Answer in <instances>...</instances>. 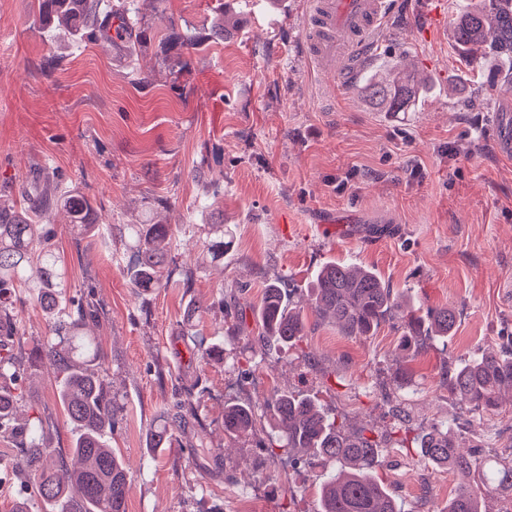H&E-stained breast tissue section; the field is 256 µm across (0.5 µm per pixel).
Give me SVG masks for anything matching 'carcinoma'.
I'll list each match as a JSON object with an SVG mask.
<instances>
[{"instance_id": "obj_1", "label": "carcinoma", "mask_w": 512, "mask_h": 512, "mask_svg": "<svg viewBox=\"0 0 512 512\" xmlns=\"http://www.w3.org/2000/svg\"><path fill=\"white\" fill-rule=\"evenodd\" d=\"M38 20L48 24L59 17L75 32L112 36V27L130 24L126 3L112 0H37ZM456 44L497 60L503 72L512 70V0H467L453 22ZM419 87L414 74L393 69L387 79L364 83L371 100L393 112H403ZM18 207L0 204V335L22 336L16 311L17 294L32 295L51 324L56 339L37 350L59 375V397L68 421L78 430L71 448L72 464L45 443L40 418L17 422V407L23 398L22 361L0 349V432L19 440L25 454L15 468L26 477L31 496L49 502H68V489L80 501L69 512H126L132 479L128 467L112 452L105 433L112 430V395L99 373L98 348L84 339L89 323L100 316V305L88 285L67 294L65 271L52 249L54 232L35 217L57 202L35 184L19 188ZM64 207L82 235L95 234V207L84 195L71 197ZM132 239L130 279L143 291L163 285L168 251L174 236L169 224H130ZM309 309L320 320L332 322L343 336L374 334L388 316L404 322V351L420 345L422 317L404 309L398 295L373 270L344 262L322 266L313 279ZM432 337L446 339L456 323L455 312L446 307L427 313ZM261 354L292 349L308 332V316L293 306L287 290L273 283L265 288L258 312ZM448 385L472 410L496 411L500 392L512 387V347L484 350L469 357L451 372ZM192 407L189 398L176 403L173 417L151 434V447L168 448L176 441L183 415ZM273 418L284 429L269 439L276 457L298 464L300 453L309 452L331 467L320 485L318 512H402L396 495L376 476L382 453L380 442L366 430L348 432L337 424L336 414L310 397L281 391L268 404ZM254 407L232 403L224 406V431L236 434L254 427ZM400 447L414 449L411 461L461 473L471 481L457 486L448 506L440 512H484V501L493 497L502 503L499 512H512V455L503 456L475 443L456 441V431L446 423L435 424L422 434L398 440Z\"/></svg>"}]
</instances>
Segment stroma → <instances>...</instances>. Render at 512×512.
Instances as JSON below:
<instances>
[{"instance_id":"obj_1","label":"stroma","mask_w":512,"mask_h":512,"mask_svg":"<svg viewBox=\"0 0 512 512\" xmlns=\"http://www.w3.org/2000/svg\"><path fill=\"white\" fill-rule=\"evenodd\" d=\"M306 2L127 0L133 29L109 42L42 28L33 0H0V201L40 177L57 197L94 199L98 222L112 227L81 236L63 208L44 217L72 290L93 283L102 308L89 334L114 401L110 445L132 474L127 512H253L260 473L266 512H317L327 473L317 459L283 467L266 449V420L238 437L224 431L227 401L261 412L278 391L310 395L347 429L373 430L384 448L378 474L403 512H441L460 478L413 465L392 440L397 426L415 436L452 419L465 440L512 452V408L468 414L445 379L512 336V156L492 144L512 93L464 61L451 38L456 0L425 12L398 0L364 68L338 61L343 85L331 88L303 55ZM227 14L235 28L211 38ZM398 63L426 93L412 111L385 112L360 84ZM328 216L338 226L321 230ZM128 224L172 225L166 287H132ZM216 224L232 240L219 262L202 251ZM332 260L377 271L422 310L455 309L448 341L403 351L398 318L367 338L314 320L297 349L262 359L257 335L226 337L229 293L252 325L268 284L306 305L313 273ZM194 299L207 310L189 326ZM16 309L25 334L0 346L27 357L46 342L47 320L30 300ZM202 340L223 346V360H199ZM187 386L186 434L150 453L151 430ZM24 389L20 415L45 420L52 447L69 452L76 431L52 367L28 364ZM21 453L0 436V512L25 493L11 474Z\"/></svg>"}]
</instances>
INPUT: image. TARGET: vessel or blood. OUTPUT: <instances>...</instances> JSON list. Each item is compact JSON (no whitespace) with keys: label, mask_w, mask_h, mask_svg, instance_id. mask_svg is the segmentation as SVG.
Instances as JSON below:
<instances>
[{"label":"vessel or blood","mask_w":512,"mask_h":512,"mask_svg":"<svg viewBox=\"0 0 512 512\" xmlns=\"http://www.w3.org/2000/svg\"><path fill=\"white\" fill-rule=\"evenodd\" d=\"M390 14L388 0H310L303 19L307 60L317 65L324 79L336 80L329 61L340 52L352 63L370 56L374 37Z\"/></svg>","instance_id":"b4317fda"}]
</instances>
